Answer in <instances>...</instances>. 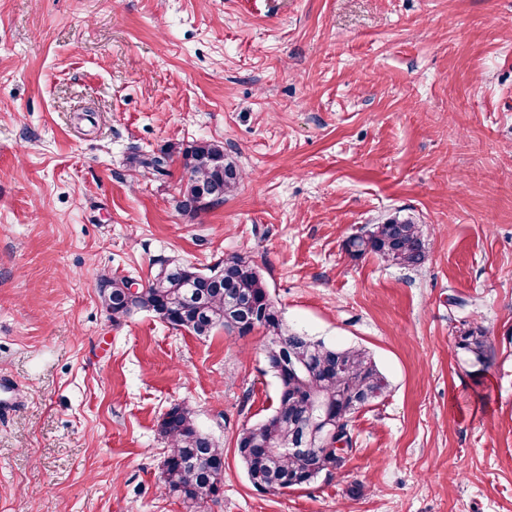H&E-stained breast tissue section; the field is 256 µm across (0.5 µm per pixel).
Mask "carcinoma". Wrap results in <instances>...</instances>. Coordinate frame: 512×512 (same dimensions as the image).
I'll return each instance as SVG.
<instances>
[{
    "label": "carcinoma",
    "mask_w": 512,
    "mask_h": 512,
    "mask_svg": "<svg viewBox=\"0 0 512 512\" xmlns=\"http://www.w3.org/2000/svg\"><path fill=\"white\" fill-rule=\"evenodd\" d=\"M182 159L187 181L176 201L180 211L218 206L241 182V170L220 144L197 142L182 151ZM171 160L172 150L167 149L137 158V165L151 175L164 176ZM344 246L355 258L373 253L402 268L415 269L426 260L422 229L408 218L394 217L377 224L364 235L347 238ZM160 265L162 285L142 288L130 301L125 295L128 278L101 279V303L112 323L145 311L175 330L208 336L216 327L226 326L225 290L229 285L251 299L255 326L271 338L266 362L278 384L275 409L244 428L236 439V453L249 483L263 492L309 484L306 458L289 449L301 443L315 447L309 441L308 424L325 413L336 419L345 447L320 450L321 472L340 469L345 455L353 452L350 418L388 389L369 352L358 346L329 345L288 328L263 277L243 256L224 259V282L219 285L205 283L198 277L200 270L177 259H164ZM488 341L486 328L461 323L457 346L472 362L483 363ZM159 434L167 445L162 468L165 493L179 499L187 512L217 499L224 487V449L200 431L192 412L177 404L170 406L161 415ZM264 444L269 452L257 451V446Z\"/></svg>",
    "instance_id": "carcinoma-1"
}]
</instances>
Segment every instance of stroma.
<instances>
[{
	"label": "stroma",
	"instance_id": "1",
	"mask_svg": "<svg viewBox=\"0 0 512 512\" xmlns=\"http://www.w3.org/2000/svg\"><path fill=\"white\" fill-rule=\"evenodd\" d=\"M223 144L244 178L176 207L136 160ZM422 225L425 263L347 237ZM249 257L284 322L369 351L389 387L343 467L256 491L239 432L273 410L262 330L112 324L101 277ZM490 331L485 365L456 346ZM0 512H186L158 421L224 449L198 512H512V0H0Z\"/></svg>",
	"mask_w": 512,
	"mask_h": 512
}]
</instances>
